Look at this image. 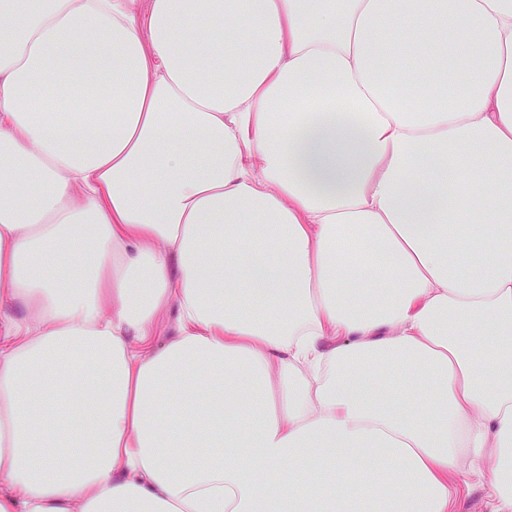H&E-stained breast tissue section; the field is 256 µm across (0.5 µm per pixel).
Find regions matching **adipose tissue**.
<instances>
[{
  "mask_svg": "<svg viewBox=\"0 0 512 512\" xmlns=\"http://www.w3.org/2000/svg\"><path fill=\"white\" fill-rule=\"evenodd\" d=\"M476 485L512 512V0H0V512Z\"/></svg>",
  "mask_w": 512,
  "mask_h": 512,
  "instance_id": "obj_1",
  "label": "adipose tissue"
}]
</instances>
